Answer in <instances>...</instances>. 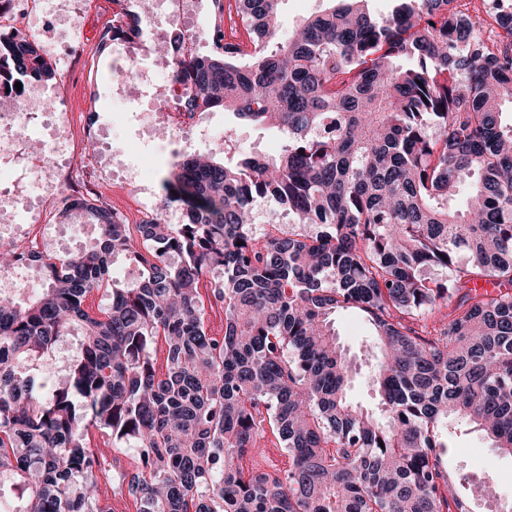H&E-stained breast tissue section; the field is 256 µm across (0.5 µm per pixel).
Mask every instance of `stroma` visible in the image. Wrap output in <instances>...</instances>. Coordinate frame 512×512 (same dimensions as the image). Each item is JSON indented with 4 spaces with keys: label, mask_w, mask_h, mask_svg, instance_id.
Segmentation results:
<instances>
[{
    "label": "stroma",
    "mask_w": 512,
    "mask_h": 512,
    "mask_svg": "<svg viewBox=\"0 0 512 512\" xmlns=\"http://www.w3.org/2000/svg\"><path fill=\"white\" fill-rule=\"evenodd\" d=\"M66 3L70 23L48 22L41 34L40 46L57 76L51 83L53 94L45 101L46 111L32 116L30 132L41 137L46 112L69 113L68 133L74 142L69 165L85 168L86 187L107 196L112 208L134 224L141 211L138 197L100 168L88 166L87 160L118 146L125 150L123 160L130 173L160 181L170 157L156 142L143 140L139 128L145 110L161 113L165 106L158 99H143L131 106L113 95L111 52L99 38L102 24L112 17V0ZM202 130L194 146L204 153L220 154L228 139L240 152L273 155L281 145L276 130L248 124L220 108L206 113ZM445 463L450 471L474 480L493 476L500 496L512 497V456L494 448L491 439L476 428H468L450 442Z\"/></svg>",
    "instance_id": "1"
}]
</instances>
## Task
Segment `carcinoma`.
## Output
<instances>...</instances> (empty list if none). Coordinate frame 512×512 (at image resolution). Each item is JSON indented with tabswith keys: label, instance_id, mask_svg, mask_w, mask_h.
I'll list each match as a JSON object with an SVG mask.
<instances>
[{
	"label": "carcinoma",
	"instance_id": "carcinoma-1",
	"mask_svg": "<svg viewBox=\"0 0 512 512\" xmlns=\"http://www.w3.org/2000/svg\"><path fill=\"white\" fill-rule=\"evenodd\" d=\"M279 2L234 0L215 55L156 47L191 78L189 110L275 128L279 153L183 151L151 224L97 199L64 209L97 228L92 246L33 257L28 299L0 293V480L16 512H107L93 429L134 452L117 489L138 512H465L448 437L472 425L512 455V8L495 0L486 24L455 0H395L387 16L339 0L282 41ZM55 79L38 43L0 33V86ZM266 197L294 226L260 244ZM119 258L134 279L113 277ZM454 297L440 327L415 328ZM344 311L371 329L370 406L349 397L362 367L333 326ZM68 336L83 342L64 381L36 393L24 367ZM267 426L288 469H244Z\"/></svg>",
	"mask_w": 512,
	"mask_h": 512
}]
</instances>
